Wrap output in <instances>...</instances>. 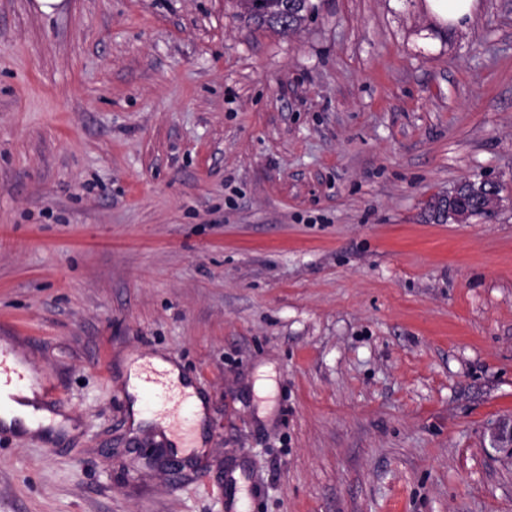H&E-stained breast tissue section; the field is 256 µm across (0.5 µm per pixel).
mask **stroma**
<instances>
[{
    "instance_id": "35a3bbf8",
    "label": "stroma",
    "mask_w": 512,
    "mask_h": 512,
    "mask_svg": "<svg viewBox=\"0 0 512 512\" xmlns=\"http://www.w3.org/2000/svg\"><path fill=\"white\" fill-rule=\"evenodd\" d=\"M489 177V219L427 202ZM68 402L0 512H512V0H0V336ZM206 402L134 423L126 363ZM242 14L282 35L300 28L318 10L312 0H238ZM431 13L451 26L459 27L472 16L478 0H427ZM490 436L502 456L512 461V418H504L496 423Z\"/></svg>"
}]
</instances>
